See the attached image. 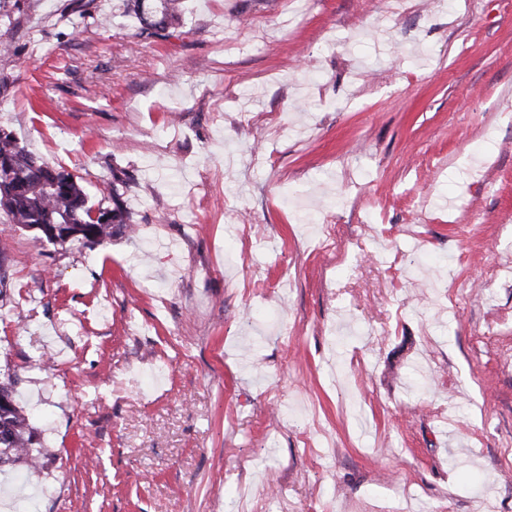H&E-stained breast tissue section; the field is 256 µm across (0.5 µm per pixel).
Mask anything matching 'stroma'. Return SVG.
<instances>
[{
	"mask_svg": "<svg viewBox=\"0 0 512 512\" xmlns=\"http://www.w3.org/2000/svg\"><path fill=\"white\" fill-rule=\"evenodd\" d=\"M95 15L107 27L92 25ZM0 127L135 235L0 222V512H512V0H6ZM181 0H127L140 34H159L179 25ZM169 32L167 36H169ZM36 432L29 416L18 406L10 378L0 381V467L25 463L30 472L40 467Z\"/></svg>",
	"mask_w": 512,
	"mask_h": 512,
	"instance_id": "obj_1",
	"label": "stroma"
}]
</instances>
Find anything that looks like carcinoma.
<instances>
[{
    "label": "carcinoma",
    "instance_id": "carcinoma-1",
    "mask_svg": "<svg viewBox=\"0 0 512 512\" xmlns=\"http://www.w3.org/2000/svg\"><path fill=\"white\" fill-rule=\"evenodd\" d=\"M180 0H127L140 33L153 35L176 28ZM84 178L63 166H52L20 147L12 133L0 128V211L5 221L32 229L36 239L61 247L101 245L132 231L129 213L119 204L93 209ZM36 432L18 406L10 381H0V467L25 463L40 467Z\"/></svg>",
    "mask_w": 512,
    "mask_h": 512
}]
</instances>
